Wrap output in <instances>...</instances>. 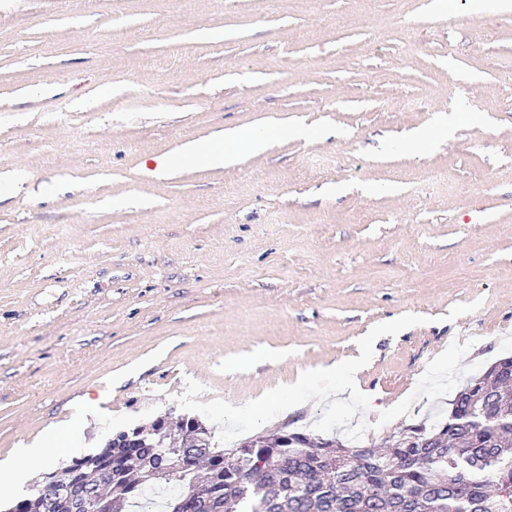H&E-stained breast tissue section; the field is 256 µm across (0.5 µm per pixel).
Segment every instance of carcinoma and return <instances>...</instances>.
<instances>
[{"instance_id": "carcinoma-1", "label": "carcinoma", "mask_w": 512, "mask_h": 512, "mask_svg": "<svg viewBox=\"0 0 512 512\" xmlns=\"http://www.w3.org/2000/svg\"><path fill=\"white\" fill-rule=\"evenodd\" d=\"M136 448L92 452L112 469L99 512H135L161 493L162 512H512V360L457 391L445 422L392 435L388 449L302 432L255 435L232 448L199 417L158 416ZM183 448L191 472L168 487Z\"/></svg>"}]
</instances>
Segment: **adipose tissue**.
Returning <instances> with one entry per match:
<instances>
[{
  "label": "adipose tissue",
  "instance_id": "ef3b65f1",
  "mask_svg": "<svg viewBox=\"0 0 512 512\" xmlns=\"http://www.w3.org/2000/svg\"><path fill=\"white\" fill-rule=\"evenodd\" d=\"M286 134L295 139L312 141L319 138L320 133L302 124L280 129L273 127L262 133L241 132L232 130L225 132L223 138L216 140L203 154H195L193 148H185L183 158H199L209 165H224L234 162L243 152H256L264 149L268 141ZM70 439L59 433H50L42 447L22 449L18 463L0 468V495L7 493L15 481L25 470L45 461L48 457L64 454L69 449Z\"/></svg>",
  "mask_w": 512,
  "mask_h": 512
}]
</instances>
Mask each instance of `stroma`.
<instances>
[{
  "instance_id": "1",
  "label": "stroma",
  "mask_w": 512,
  "mask_h": 512,
  "mask_svg": "<svg viewBox=\"0 0 512 512\" xmlns=\"http://www.w3.org/2000/svg\"><path fill=\"white\" fill-rule=\"evenodd\" d=\"M432 2L0 0V463L57 424L96 450L189 378L244 404L407 313L360 376L365 445L447 418L411 397L433 345L512 355V8ZM295 123L325 135L143 173ZM448 136V116H442L436 123L415 131L407 138V143L415 149L421 150L436 138H447Z\"/></svg>"
}]
</instances>
